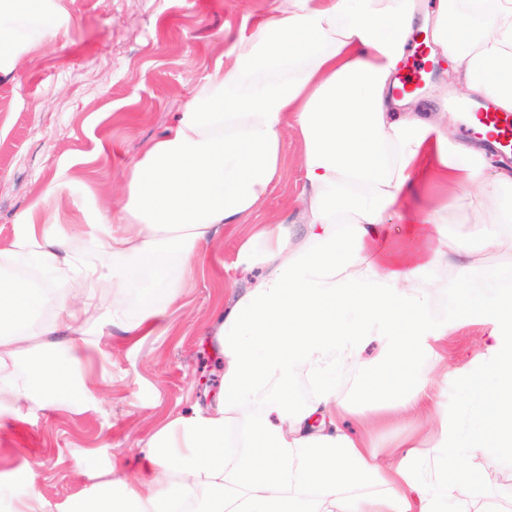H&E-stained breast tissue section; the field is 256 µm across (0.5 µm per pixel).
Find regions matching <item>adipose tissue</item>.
<instances>
[{"label":"adipose tissue","instance_id":"adipose-tissue-1","mask_svg":"<svg viewBox=\"0 0 512 512\" xmlns=\"http://www.w3.org/2000/svg\"><path fill=\"white\" fill-rule=\"evenodd\" d=\"M71 23L63 0H0V82ZM418 28L473 96L512 112V0H271L225 30L224 63L124 170L116 207L56 222L63 175L18 217L0 240V417L95 409L109 379L92 359L111 363L112 337L152 335L225 227L248 236L234 262L244 279L225 280L202 328L223 365L218 394L160 421L134 463L110 464L60 504L36 492L34 470L0 473V512H487L471 496L485 476L454 468L452 454L512 456V276L480 259L512 255V169H489L481 145L454 139L447 113L390 98ZM289 132L304 180L292 222L263 212ZM429 184L452 192L419 203ZM489 204L493 219L477 220ZM453 220L473 234L449 232ZM136 265L150 286L134 311ZM448 288L461 302L484 289L492 323V381L463 389L478 405L465 436L416 363L422 351L441 362L435 345L456 329L434 315ZM372 343L403 392L379 385L358 411L336 380ZM299 377L311 396L293 405ZM429 409L431 447L386 461L374 434L342 427Z\"/></svg>","mask_w":512,"mask_h":512}]
</instances>
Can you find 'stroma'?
<instances>
[{
  "label": "stroma",
  "instance_id": "35a3bbf8",
  "mask_svg": "<svg viewBox=\"0 0 512 512\" xmlns=\"http://www.w3.org/2000/svg\"><path fill=\"white\" fill-rule=\"evenodd\" d=\"M270 0H65L73 25L57 43L21 55L14 77L0 83V239L10 237L18 216L60 172L73 181L55 217L67 224L85 191L112 202L126 165L159 136L190 97L199 79L224 61V27L239 26L244 15L262 12ZM432 88L413 94L414 112H445L463 131L455 89L447 75ZM111 152L99 154V141ZM288 165L264 210L296 214L303 189L299 144L285 146ZM245 227H228L224 240L205 252L202 267L172 310L167 332L147 337L139 347L122 337L112 356V384L99 410L38 412L21 421L0 420V471L34 469L38 485L54 504L90 485L92 475L111 459H127L153 426L211 393L219 372L201 325L232 267ZM438 295L435 315L457 322L441 344L445 359L433 364L421 355L430 381L453 422H469L472 404L460 386L487 379L489 323L478 308ZM430 415L411 416L397 427H379L381 456L411 435L430 447ZM463 463L488 473L479 502L512 501V458L467 454Z\"/></svg>",
  "mask_w": 512,
  "mask_h": 512
}]
</instances>
